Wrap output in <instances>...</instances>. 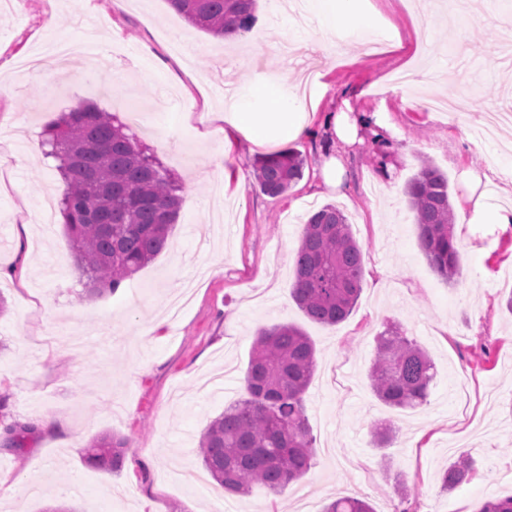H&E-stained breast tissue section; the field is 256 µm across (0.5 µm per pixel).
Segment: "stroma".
<instances>
[{"mask_svg": "<svg viewBox=\"0 0 512 512\" xmlns=\"http://www.w3.org/2000/svg\"><path fill=\"white\" fill-rule=\"evenodd\" d=\"M369 31L319 24L297 30L259 0L250 33L233 41L192 27L167 0H0L1 423L38 432L21 451L0 448V512H215L223 489L197 456L209 422L244 398V373L259 328L289 323L317 349L305 395L315 455L316 503L365 499L374 512H477L512 495V226L469 224L459 238L460 276L450 285L430 267L404 194L421 158L448 177L451 204L464 174H487L491 201L512 207V132L474 146L472 127L492 109L512 110V64L499 60L512 31V0H368ZM54 39L110 51L106 71L79 55L61 71L17 66ZM401 46L365 54L370 33ZM265 82L305 93L308 111L344 108L377 120L395 169L379 165L369 131L336 144L347 161L345 194L317 184L325 133L288 142L305 160L283 195L239 184L261 149L225 148L224 90L246 95ZM470 92L462 101V92ZM462 101L451 117L432 99ZM95 102L126 121L181 182L171 246L112 294L83 298L59 213L62 179L40 136L62 112ZM339 206L364 253L362 291L335 326L310 320L291 288L307 216ZM400 325L435 365L426 404L405 411L373 395L368 369L376 336ZM397 428L390 447L370 443L374 424ZM99 433L126 437L119 472L82 459ZM469 453L472 480L441 487L450 461ZM415 490L401 498L394 475ZM228 497V496H225ZM236 512H301L296 485L230 496Z\"/></svg>", "mask_w": 512, "mask_h": 512, "instance_id": "1", "label": "stroma"}]
</instances>
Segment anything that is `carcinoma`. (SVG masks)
I'll return each mask as SVG.
<instances>
[{
	"mask_svg": "<svg viewBox=\"0 0 512 512\" xmlns=\"http://www.w3.org/2000/svg\"><path fill=\"white\" fill-rule=\"evenodd\" d=\"M257 0H168L195 28L222 39L249 32ZM41 146L57 161L65 189L60 214L77 257L80 282L90 296L115 293L122 283L161 254L180 209V186L170 171L146 154L123 123L108 112L80 105L62 113L42 132ZM304 159L293 151L260 156L255 181L276 197L303 177ZM420 247L435 272L451 284L460 273L448 177L429 160L405 186ZM363 248L344 212L326 204L307 219L297 250L292 297L311 320L336 325L360 296ZM368 371L374 396L391 408L426 402L434 379L429 355L391 325L376 338ZM316 367V350L297 326L278 324L257 331L244 375L247 397L226 408L201 433L202 465L224 492L246 496L263 486L280 493L301 480L314 457L304 409ZM36 431L33 424L0 429V446L16 451ZM396 437L390 422L372 429L377 445ZM128 441L102 434L86 446V465L112 473L124 463ZM474 463L461 456L442 475V487L469 482ZM323 512H373L366 501L339 497ZM477 512H512V496L484 502Z\"/></svg>",
	"mask_w": 512,
	"mask_h": 512,
	"instance_id": "1",
	"label": "carcinoma"
}]
</instances>
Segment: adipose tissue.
Instances as JSON below:
<instances>
[{
	"mask_svg": "<svg viewBox=\"0 0 512 512\" xmlns=\"http://www.w3.org/2000/svg\"><path fill=\"white\" fill-rule=\"evenodd\" d=\"M361 0H307L320 26L333 31L346 26H368ZM225 132L241 134L256 147H277L314 134V115L299 95H272L267 86H253L248 97L232 99L224 113Z\"/></svg>",
	"mask_w": 512,
	"mask_h": 512,
	"instance_id": "1",
	"label": "adipose tissue"
}]
</instances>
